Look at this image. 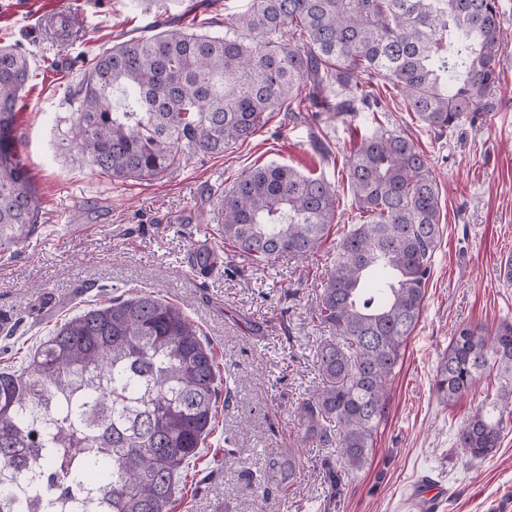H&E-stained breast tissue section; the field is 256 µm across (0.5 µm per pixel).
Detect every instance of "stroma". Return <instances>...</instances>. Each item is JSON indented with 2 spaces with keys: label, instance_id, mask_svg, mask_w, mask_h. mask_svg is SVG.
<instances>
[{
  "label": "stroma",
  "instance_id": "1",
  "mask_svg": "<svg viewBox=\"0 0 512 512\" xmlns=\"http://www.w3.org/2000/svg\"><path fill=\"white\" fill-rule=\"evenodd\" d=\"M186 0H0V45L19 46L33 70L20 111L22 160L40 202L27 238L0 246V369H18L60 322L90 305L146 291L186 305L231 395L216 402L211 435L181 475L171 512H400L412 485L431 477L448 488L436 512H512V428L494 456L464 466L452 443L483 391L446 405L432 389L454 332L512 321V42L500 57L494 112L440 134L390 86L371 80L380 103L349 122L312 121L281 109L223 154H195L163 180L99 175L68 145L70 94L98 52L144 34L155 20L223 32L245 0H207L185 16ZM76 13L80 31L54 39L42 11ZM408 133L437 178L441 239L418 326L407 343L389 417L367 466L334 488L336 447L299 443L296 411L320 379L316 350L328 335L311 318L326 272L323 255L259 266L224 247V265L202 276L190 252L213 243L224 221V190L245 170L276 162L324 177L337 194L333 237L357 210L347 163L376 127ZM295 454L294 484L265 490L271 454Z\"/></svg>",
  "mask_w": 512,
  "mask_h": 512
}]
</instances>
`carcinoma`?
<instances>
[{
	"mask_svg": "<svg viewBox=\"0 0 512 512\" xmlns=\"http://www.w3.org/2000/svg\"><path fill=\"white\" fill-rule=\"evenodd\" d=\"M94 56L65 137L96 172L153 181L186 155H221L283 105L346 118L372 109L361 74L391 84L444 132L493 111L504 43L497 0H247L224 33L159 22ZM30 60L0 46V244L26 237L39 200L16 138ZM359 223L327 255L313 318L330 336L316 354L321 386L298 407L302 443L339 445L335 486L362 470L388 416L394 380L421 316L440 237L427 157L398 129L364 137L348 163ZM321 177L269 163L224 189L220 234L257 262L307 259L335 219ZM200 273L221 266L193 252ZM495 366L499 387L458 428L466 463L497 452L512 424V322L458 329L433 390L452 404ZM212 351L188 315L147 292L65 321L18 369L0 371V512H60L94 487L105 512H167L209 436L218 395ZM267 481L297 476L293 454Z\"/></svg>",
	"mask_w": 512,
	"mask_h": 512,
	"instance_id": "obj_1",
	"label": "carcinoma"
}]
</instances>
